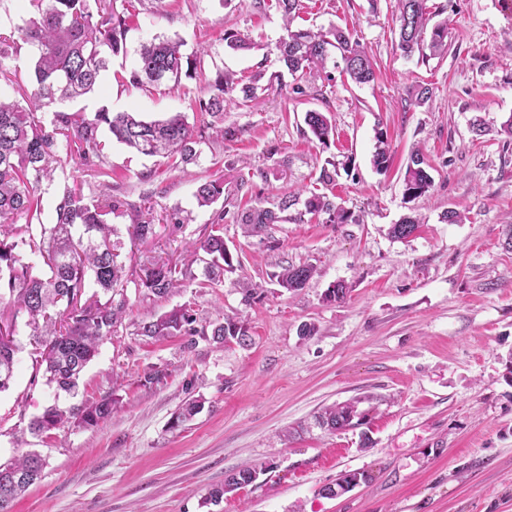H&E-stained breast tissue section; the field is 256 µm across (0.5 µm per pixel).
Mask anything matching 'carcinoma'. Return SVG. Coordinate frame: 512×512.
<instances>
[{
  "instance_id": "1",
  "label": "carcinoma",
  "mask_w": 512,
  "mask_h": 512,
  "mask_svg": "<svg viewBox=\"0 0 512 512\" xmlns=\"http://www.w3.org/2000/svg\"><path fill=\"white\" fill-rule=\"evenodd\" d=\"M27 18L10 34L0 35V82L19 94L23 102L0 99V392L11 387L17 347L14 342L17 320L26 318L35 344L33 368L43 372L46 383L74 394L80 374L95 358L100 343L118 335L124 326L129 305L125 265L118 261L121 242L109 216L119 208L108 193L110 185L97 198L88 200L81 190L67 191L55 207V222L32 229L42 194L62 171L65 157H77L88 171L98 172L110 138L146 156L164 154L172 167L198 163L205 131L224 137V102L238 91L244 103L258 99L263 72L240 84L233 76L217 72L206 99L194 100L200 112L199 127L189 125L185 115L174 112L162 119L146 121L136 112H110L101 109L89 116L83 110L69 111L64 105L90 94L102 76L110 71L111 56L123 48L128 31V15L117 10L114 0H26ZM398 49L406 56L415 53L421 60L440 58L448 52V19H432L440 10L429 0H396ZM282 12L285 35L277 45L275 62L280 70L300 79L319 76L320 68L333 51L340 53L344 71L352 82H372L376 63L348 29L332 25L327 29H291L301 8V0H275ZM35 50L30 85L6 65L21 44ZM184 43L155 35L141 45L138 60L118 79L136 87H183V81L197 77L202 52L186 54ZM309 132L326 146L334 135L328 117L317 111L305 115ZM421 152H415L403 178L404 197L414 200L430 193L433 180ZM197 206L209 208L224 197V180L201 181L194 193ZM297 195H284L277 202L249 208L239 216L244 233L261 234L270 224L282 221V213L295 205ZM305 208L312 214L325 213L331 224L356 222L353 214L328 196L311 194ZM131 240L145 242L154 236V224L141 218L132 207ZM25 219L26 224L17 221ZM420 220L407 216L389 229L396 240H406L417 231ZM185 252L191 262L178 264L160 259L139 265L133 280L136 290L152 300H163L192 282L211 288L221 282L224 272H233L232 254L224 245L221 230H211L205 239L189 241ZM202 264L201 274L192 264ZM314 272L308 264L287 265L272 274L287 291L298 290ZM97 290L87 294V276ZM193 315L176 307L135 323V334L154 341L171 336H211L217 344L235 343L245 347L251 336L244 321L226 317L212 324L211 331L192 327ZM120 406V399L105 396L92 403L73 406L69 412L53 406L33 418L28 430L43 434L56 430L68 419L83 427H95ZM203 409V402L190 398L172 417L177 428ZM357 409L352 402L328 406L316 416L318 425L336 432L352 425ZM44 462L36 453H23L14 461L0 464V512H11L19 495L42 477ZM255 471L241 469L227 474L224 485L212 489L206 502L218 504L224 493L250 485Z\"/></svg>"
}]
</instances>
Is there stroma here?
<instances>
[{"instance_id":"1","label":"stroma","mask_w":512,"mask_h":512,"mask_svg":"<svg viewBox=\"0 0 512 512\" xmlns=\"http://www.w3.org/2000/svg\"><path fill=\"white\" fill-rule=\"evenodd\" d=\"M130 29L123 52L99 90L78 100L93 113L133 111L147 120L168 112L198 117L190 97L208 98L217 71L246 79L273 73L266 56L283 35L275 7L255 0H128ZM444 6L450 47L444 58L403 56L395 34V0H302L296 29L336 24L353 29L377 64L376 78L355 85L331 56L321 78L272 82L257 101L224 106V138H211L197 164L172 169L113 143L104 167L114 199L155 219L149 242H125L120 259L133 267L147 258L188 256L181 246L220 224L240 268L211 288L189 286L168 300L144 299L129 289V321L178 306L197 326L223 316L246 319L248 348L176 336L153 342L120 331L105 340L83 370L77 395L34 380L33 340L18 323L15 378L0 393V463L38 452L41 479L12 512H512V140L496 133L512 116V7L506 0H434ZM250 41L236 52L225 31ZM155 35L181 39L185 51L203 49L201 68L182 91L139 89L114 75L130 69L142 42ZM432 87L431 100L413 104L410 91ZM327 115L335 127L329 145L309 134L306 112ZM484 122L486 134L473 132ZM391 154L377 171L379 139ZM422 151L433 179L429 197L403 196L413 151ZM335 162L332 184L320 182ZM224 179L225 197L201 209L198 180ZM98 196L102 180L69 163L41 200V223L74 185ZM329 195L355 222L328 223L326 215L292 206L263 238L243 233L237 215L289 192ZM462 222L443 221L445 211ZM179 214L177 224L165 215ZM421 218L408 240H392L391 224ZM315 268L305 288L288 292L271 275L280 267ZM263 292L244 305L241 280ZM344 301L326 302L334 284ZM312 323L317 333L299 334ZM162 382L145 383L150 367ZM115 395L121 408L94 428L68 424L28 434L30 419L54 405L68 410ZM205 401L184 428L169 422L189 397ZM358 404L360 427L335 433L314 424L324 407ZM369 443H362V436ZM254 468L256 481L206 504L226 474ZM366 483L334 498L325 486L345 473Z\"/></svg>"}]
</instances>
